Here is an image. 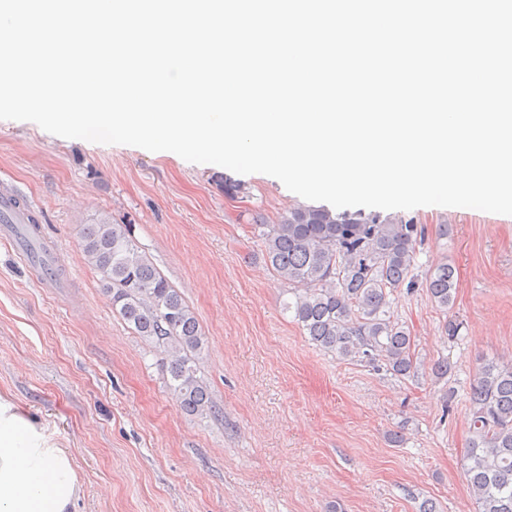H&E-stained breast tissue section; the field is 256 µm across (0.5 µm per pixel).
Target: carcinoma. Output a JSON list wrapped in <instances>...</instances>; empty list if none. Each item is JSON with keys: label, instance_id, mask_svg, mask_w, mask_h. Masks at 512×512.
<instances>
[{"label": "carcinoma", "instance_id": "obj_1", "mask_svg": "<svg viewBox=\"0 0 512 512\" xmlns=\"http://www.w3.org/2000/svg\"><path fill=\"white\" fill-rule=\"evenodd\" d=\"M253 229L267 264L293 296L286 309L314 344L342 358L379 362L396 377L415 373L414 340L391 312V296L414 285L424 226L377 213L293 205L278 223ZM80 249L118 316L163 348L162 367L180 409L212 412L208 388L197 377V356L205 347L198 319L139 252L129 226L107 218L84 224ZM456 285V269L446 261L425 277L430 301L444 312L453 306ZM469 403L473 437L463 475L479 512H512V361L484 363Z\"/></svg>", "mask_w": 512, "mask_h": 512}]
</instances>
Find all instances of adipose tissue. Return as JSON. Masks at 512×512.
Instances as JSON below:
<instances>
[{"instance_id":"adipose-tissue-1","label":"adipose tissue","mask_w":512,"mask_h":512,"mask_svg":"<svg viewBox=\"0 0 512 512\" xmlns=\"http://www.w3.org/2000/svg\"><path fill=\"white\" fill-rule=\"evenodd\" d=\"M80 495L69 450L0 395V512H73Z\"/></svg>"}]
</instances>
